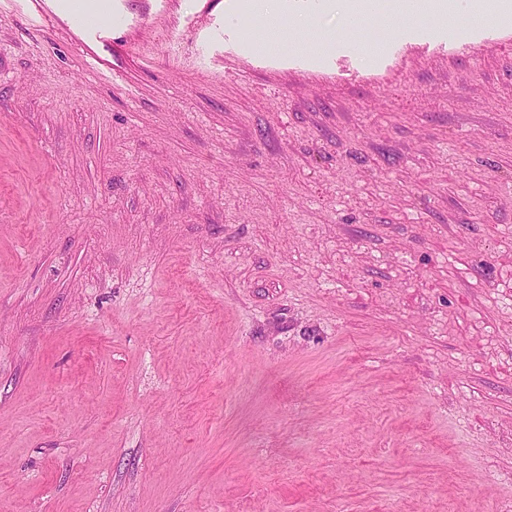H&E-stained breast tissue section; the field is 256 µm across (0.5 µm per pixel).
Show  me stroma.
Returning a JSON list of instances; mask_svg holds the SVG:
<instances>
[{
    "mask_svg": "<svg viewBox=\"0 0 512 512\" xmlns=\"http://www.w3.org/2000/svg\"><path fill=\"white\" fill-rule=\"evenodd\" d=\"M0 0V512H512V22Z\"/></svg>",
    "mask_w": 512,
    "mask_h": 512,
    "instance_id": "35a3bbf8",
    "label": "stroma"
}]
</instances>
